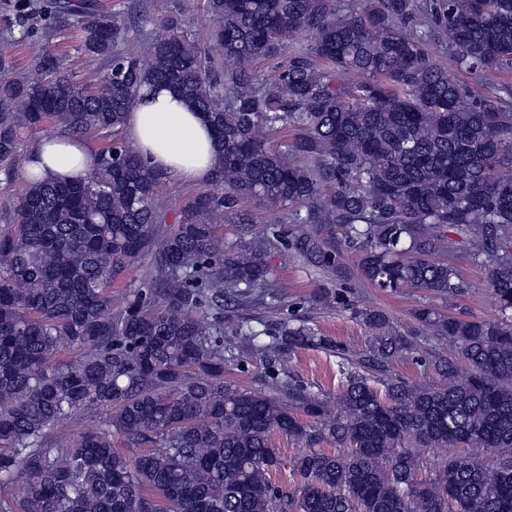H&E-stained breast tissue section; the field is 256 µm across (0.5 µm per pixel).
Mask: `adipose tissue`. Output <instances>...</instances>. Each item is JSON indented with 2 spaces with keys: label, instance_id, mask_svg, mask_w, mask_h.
<instances>
[{
  "label": "adipose tissue",
  "instance_id": "ef3b65f1",
  "mask_svg": "<svg viewBox=\"0 0 512 512\" xmlns=\"http://www.w3.org/2000/svg\"><path fill=\"white\" fill-rule=\"evenodd\" d=\"M141 95L122 126L129 147L153 169L209 183L219 147L203 114L167 87L146 88ZM95 164V154L82 140L48 136L31 149L25 172L30 181L59 182L86 176Z\"/></svg>",
  "mask_w": 512,
  "mask_h": 512
}]
</instances>
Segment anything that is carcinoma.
I'll return each mask as SVG.
<instances>
[{"instance_id": "cac0c4a2", "label": "carcinoma", "mask_w": 512, "mask_h": 512, "mask_svg": "<svg viewBox=\"0 0 512 512\" xmlns=\"http://www.w3.org/2000/svg\"><path fill=\"white\" fill-rule=\"evenodd\" d=\"M206 4L217 63L177 11L142 57L116 16L60 0L59 23L78 18L88 62L109 71L77 82L46 54L0 85L1 164L28 160L21 131L49 122L108 139L86 178L28 183L0 233V512H512V0ZM151 83L202 112L220 148L214 188L170 225L163 173L122 137ZM283 210L297 227L263 217ZM338 230L372 287L441 298L464 289L448 233L467 232L499 315L413 317L468 367L437 354L436 382L392 377L412 340L362 307L370 344L348 360L336 415L300 386L225 382L224 293L269 308L275 242L343 269ZM145 258L149 275L115 293ZM313 342L283 322L266 349L284 363ZM254 348L235 330L233 350ZM275 431L306 448L293 492L270 483ZM421 448L452 452L423 477Z\"/></svg>"}]
</instances>
